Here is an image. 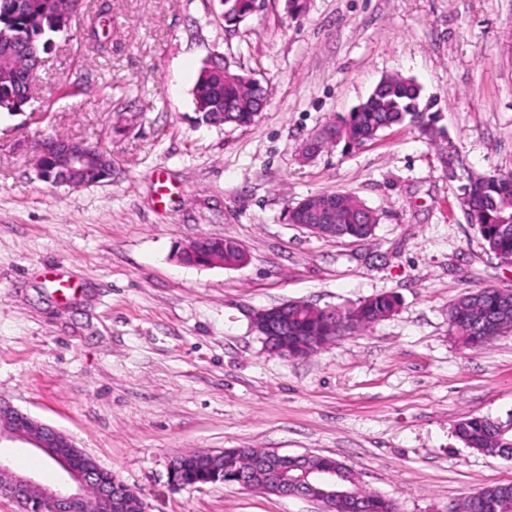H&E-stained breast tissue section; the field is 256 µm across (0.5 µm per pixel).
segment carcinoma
Segmentation results:
<instances>
[{
	"instance_id": "carcinoma-1",
	"label": "carcinoma",
	"mask_w": 512,
	"mask_h": 512,
	"mask_svg": "<svg viewBox=\"0 0 512 512\" xmlns=\"http://www.w3.org/2000/svg\"><path fill=\"white\" fill-rule=\"evenodd\" d=\"M67 0H0V112L17 113L31 104L26 75L37 66L40 53L52 38L71 29ZM255 0H224V22L231 26L255 11ZM196 111L201 121L220 125L251 124L268 101L267 88L243 74L201 69L195 89ZM427 107L421 104V87L414 81H380L367 99L351 112L326 126L318 147L362 145L378 133L405 120L429 132ZM461 205L470 224L477 227L490 252L512 260V173L493 172L468 176L459 187ZM288 220L318 224L320 235L366 240L377 218L350 194L310 195L294 205ZM224 256L229 267L239 259V242L213 238L198 251L181 256L189 265H203L207 257ZM397 296L380 294L346 309H319L304 302L288 303V355L307 356L340 336L366 329L392 315ZM448 324L464 347L481 348L512 330V291L485 287L469 290L448 309ZM455 434L468 448L512 459V413L506 419L469 417L455 426ZM263 451L226 448L217 454L192 453L177 460L176 479L187 485L236 480L245 476L251 485H265V470L255 461ZM341 487L355 497L336 502L332 512H397L393 501L362 489L354 472L341 467ZM460 512H512V483L490 485L466 496Z\"/></svg>"
}]
</instances>
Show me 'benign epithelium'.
I'll return each instance as SVG.
<instances>
[{"mask_svg": "<svg viewBox=\"0 0 512 512\" xmlns=\"http://www.w3.org/2000/svg\"><path fill=\"white\" fill-rule=\"evenodd\" d=\"M53 147L61 157L57 184L86 186L94 184L88 178L96 165H112V156L104 149L82 146V142L57 138ZM268 309L253 313V323L263 336L266 350L276 356H284L278 347L276 337L269 335L267 323ZM7 436L23 441L31 447L56 456L58 466L66 473L68 486H41L33 478L17 474L6 461L0 459V472L10 475V481L0 486V495L16 502L22 512H113L121 500L114 497L112 485H101L95 500L88 498V490L95 482L97 471L84 465L83 452L76 448L70 437L63 432L41 423L11 403L0 400V438ZM41 487L42 496L37 502L30 498L34 487ZM264 490L281 496H297L328 504V498L336 497V471L314 470L302 482L292 481L285 469H274L267 474Z\"/></svg>", "mask_w": 512, "mask_h": 512, "instance_id": "obj_1", "label": "benign epithelium"}]
</instances>
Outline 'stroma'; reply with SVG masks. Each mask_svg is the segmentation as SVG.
Masks as SVG:
<instances>
[{
	"label": "stroma",
	"mask_w": 512,
	"mask_h": 512,
	"mask_svg": "<svg viewBox=\"0 0 512 512\" xmlns=\"http://www.w3.org/2000/svg\"><path fill=\"white\" fill-rule=\"evenodd\" d=\"M89 22L53 38L24 112H0V399L71 437L150 512H322L237 485L172 488L175 457L225 448L320 455L398 512H453L470 493L512 483V460L467 448L454 426L512 412V331L479 349L449 330L468 290L512 289V264L468 224L439 148L466 171L512 170V0H258L226 27L221 0H90ZM267 83L247 126L197 119L209 59ZM415 79L444 128L410 125L302 161L327 122L378 81ZM99 144L112 174L42 181L39 135ZM358 197L377 218L363 241L288 222L319 192ZM227 237L239 267L183 264L178 246ZM61 276L62 295L45 287ZM392 293L394 315L304 358L268 354L254 311L289 301L347 308ZM0 440L14 472L41 484L42 453Z\"/></svg>",
	"instance_id": "stroma-1"
}]
</instances>
